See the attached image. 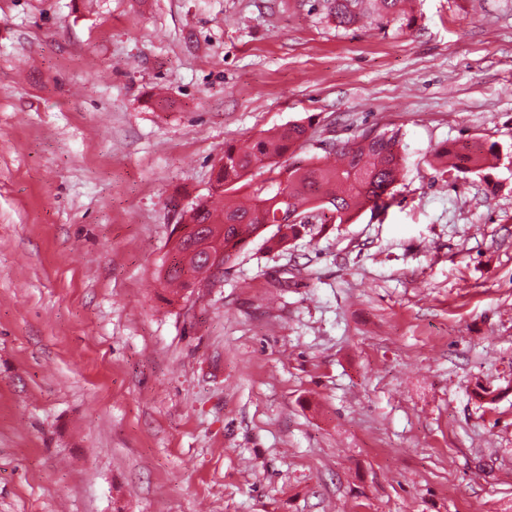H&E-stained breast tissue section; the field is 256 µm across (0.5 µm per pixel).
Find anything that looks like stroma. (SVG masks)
<instances>
[{
  "instance_id": "35a3bbf8",
  "label": "stroma",
  "mask_w": 512,
  "mask_h": 512,
  "mask_svg": "<svg viewBox=\"0 0 512 512\" xmlns=\"http://www.w3.org/2000/svg\"><path fill=\"white\" fill-rule=\"evenodd\" d=\"M414 8L0 0V512H512V0ZM293 123L283 168L399 132L395 201L174 297L180 209ZM325 17L336 27L349 29L369 15L384 33L397 26L410 28L415 18L407 11L412 0H324ZM496 146L497 144L491 143L486 148L481 144L477 149L468 153H460L448 148L440 149L434 154L435 169L446 182L451 181L454 183L460 179V174H480L488 165L489 156H497ZM455 157L460 163L454 162ZM461 162L463 163L461 164Z\"/></svg>"
}]
</instances>
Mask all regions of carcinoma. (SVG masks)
Here are the masks:
<instances>
[{
    "label": "carcinoma",
    "mask_w": 512,
    "mask_h": 512,
    "mask_svg": "<svg viewBox=\"0 0 512 512\" xmlns=\"http://www.w3.org/2000/svg\"><path fill=\"white\" fill-rule=\"evenodd\" d=\"M412 0H324L325 17L348 29L364 16L372 17L383 32L409 28L414 16L407 11ZM306 133L302 124L266 132L243 146L226 145L218 159L211 192L193 202L181 216L186 232L175 238L171 250L177 266L164 273L174 295L187 298L195 287L209 255L190 242L199 237L198 226L215 234L212 248L223 252L222 262H233L253 237H263L272 249H284L302 233L312 231L318 212L326 209L336 224H349L360 212L383 209L394 199L403 177V146L399 134L362 133L344 142L341 164L330 167L298 161L283 170L276 159L299 145ZM496 144L480 145L468 153L448 148L435 152V169L445 181L456 182L463 173L480 174ZM269 173L260 183L247 175L255 168Z\"/></svg>",
    "instance_id": "1"
}]
</instances>
